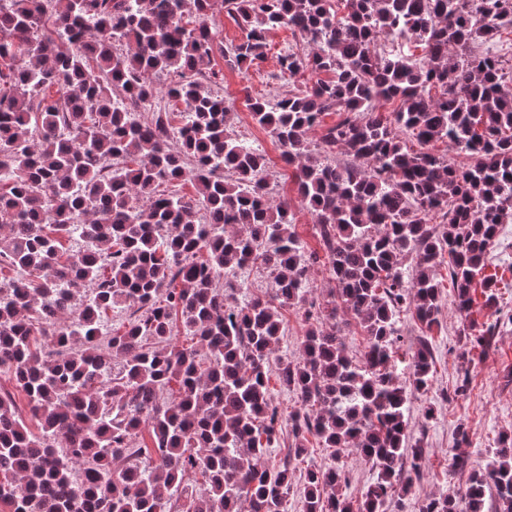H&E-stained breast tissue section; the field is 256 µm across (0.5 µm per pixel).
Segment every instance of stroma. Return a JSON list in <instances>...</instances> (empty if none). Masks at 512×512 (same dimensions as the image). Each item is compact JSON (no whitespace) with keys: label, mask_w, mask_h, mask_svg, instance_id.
Segmentation results:
<instances>
[{"label":"stroma","mask_w":512,"mask_h":512,"mask_svg":"<svg viewBox=\"0 0 512 512\" xmlns=\"http://www.w3.org/2000/svg\"><path fill=\"white\" fill-rule=\"evenodd\" d=\"M301 54L310 50L307 43L295 39L287 29L273 32L269 51L260 66L246 71L225 67L222 57H215L214 67L224 73L219 91L232 103L235 111L233 130L239 138L251 142L265 153L268 162V180L278 198L292 200L295 230L308 250L320 251L311 215L297 203L296 186L287 168L277 162L279 147L272 134L255 124L247 108L248 99L267 95L268 74L278 69L277 57L286 47ZM491 271L497 277L498 305L503 311L512 310V222L501 225L497 241L489 255ZM441 326L432 334L434 350L433 379L429 390L412 401L408 416L410 440H422L428 450V465L421 477L402 501V512H420L422 505L443 493L464 487L468 471L453 466V449H460L469 463L488 458L502 433H512V324L501 327L496 342L488 351L471 348L463 332L462 319L456 310L451 292L442 295ZM472 377L467 395L459 396L455 387L462 370ZM434 405L432 419H425L423 408ZM465 425L469 442L455 446V430ZM293 486L288 497V512H302L304 502L303 474L307 467L327 469L342 463L348 484L345 494L359 496L370 484L375 471L363 456L348 451L335 458L333 449L323 448L309 441L308 451L291 460Z\"/></svg>","instance_id":"obj_1"}]
</instances>
